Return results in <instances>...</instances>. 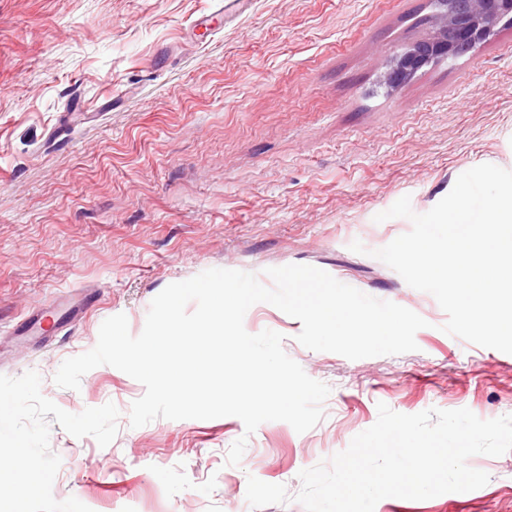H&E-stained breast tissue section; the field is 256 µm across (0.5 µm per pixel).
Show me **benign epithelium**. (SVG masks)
<instances>
[{
  "mask_svg": "<svg viewBox=\"0 0 512 512\" xmlns=\"http://www.w3.org/2000/svg\"><path fill=\"white\" fill-rule=\"evenodd\" d=\"M418 39L393 52L378 86L394 92L434 61H453L471 53L502 22L512 24V0H429Z\"/></svg>",
  "mask_w": 512,
  "mask_h": 512,
  "instance_id": "obj_1",
  "label": "benign epithelium"
}]
</instances>
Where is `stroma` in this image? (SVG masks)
Instances as JSON below:
<instances>
[{
    "mask_svg": "<svg viewBox=\"0 0 512 512\" xmlns=\"http://www.w3.org/2000/svg\"><path fill=\"white\" fill-rule=\"evenodd\" d=\"M223 3L0 0V446L24 437L30 460L0 470V512H252L251 475L290 495L261 512H304L299 472L345 450L378 404L512 414V354L444 333L435 298L372 255L411 228L374 220L399 198L422 214L477 165L512 170V26L388 94L377 79L421 35L427 0H252L232 22ZM290 264L427 322L416 351L350 360L253 305L245 329L283 334L331 389L304 433L271 421L249 435L233 416L133 428L145 388L124 372L53 381L105 319L139 335L169 284ZM468 464L485 486L375 512H512V451Z\"/></svg>",
    "mask_w": 512,
    "mask_h": 512,
    "instance_id": "obj_1",
    "label": "stroma"
}]
</instances>
